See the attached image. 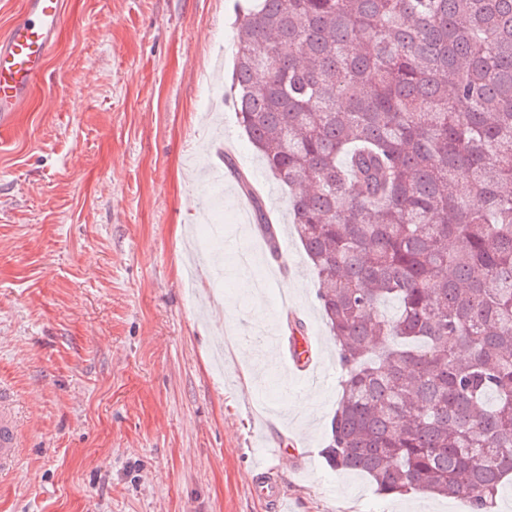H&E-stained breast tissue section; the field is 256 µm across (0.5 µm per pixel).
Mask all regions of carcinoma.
<instances>
[{
    "label": "carcinoma",
    "instance_id": "1",
    "mask_svg": "<svg viewBox=\"0 0 512 512\" xmlns=\"http://www.w3.org/2000/svg\"><path fill=\"white\" fill-rule=\"evenodd\" d=\"M234 28L238 122L279 186H306L290 216L341 369L327 465L493 512L512 474V0H248Z\"/></svg>",
    "mask_w": 512,
    "mask_h": 512
}]
</instances>
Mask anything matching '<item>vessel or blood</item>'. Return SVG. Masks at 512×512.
I'll use <instances>...</instances> for the list:
<instances>
[{
	"label": "vessel or blood",
	"mask_w": 512,
	"mask_h": 512,
	"mask_svg": "<svg viewBox=\"0 0 512 512\" xmlns=\"http://www.w3.org/2000/svg\"><path fill=\"white\" fill-rule=\"evenodd\" d=\"M62 22V0H25L20 16L0 37V128L8 127L22 111L54 48ZM288 364L295 373L307 375L316 363L306 338L294 337ZM23 436L15 418L10 395L0 393V475L14 471ZM254 494L279 512L284 491L272 470H261L252 484Z\"/></svg>",
	"instance_id": "b4317fda"
}]
</instances>
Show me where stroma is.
<instances>
[{"label":"stroma","instance_id":"1","mask_svg":"<svg viewBox=\"0 0 512 512\" xmlns=\"http://www.w3.org/2000/svg\"><path fill=\"white\" fill-rule=\"evenodd\" d=\"M233 4L64 0L31 102L0 130V387L23 426L0 512H271L251 479L283 443L288 512H455L379 496L321 455L340 368L288 193L220 101ZM240 172L281 226L284 263L252 268L259 300L233 264L190 269L191 253L258 244L238 229ZM291 312L317 381L253 333L289 336ZM250 360L265 370L248 386Z\"/></svg>","mask_w":512,"mask_h":512}]
</instances>
